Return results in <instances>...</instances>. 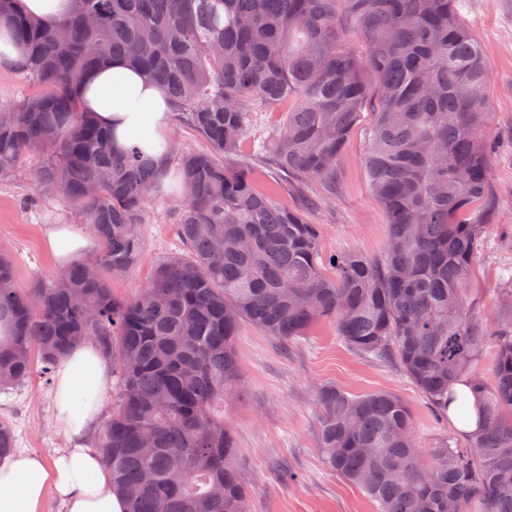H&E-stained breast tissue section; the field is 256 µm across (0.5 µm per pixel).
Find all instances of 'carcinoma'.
Segmentation results:
<instances>
[{"instance_id":"obj_1","label":"carcinoma","mask_w":512,"mask_h":512,"mask_svg":"<svg viewBox=\"0 0 512 512\" xmlns=\"http://www.w3.org/2000/svg\"><path fill=\"white\" fill-rule=\"evenodd\" d=\"M0 0L34 87L0 105V178L40 156L38 193L57 199L100 251L18 285L0 247V389L37 358L46 383L77 343L93 339L121 367L118 403L95 438L128 512H249L234 467L224 400L239 383L236 339L249 324L288 341L328 319L366 356L395 359L432 413L466 383L481 409L465 443L444 436L424 454L396 394L317 389L326 467L373 512H512V285L492 323L468 288L485 233L491 144L490 71L457 0H75L52 26ZM366 54L348 46L345 24ZM161 85L172 119L205 151L171 142L160 161L133 145L114 151L77 89L113 57ZM375 81L365 158L386 218L383 254L325 257L321 230L259 184L264 163L297 184L336 188V164ZM261 112L281 114L259 143ZM180 192L183 250L131 297L113 293L144 249L147 206ZM493 347V383L480 374ZM0 421V457L15 451Z\"/></svg>"}]
</instances>
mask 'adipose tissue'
Wrapping results in <instances>:
<instances>
[{"instance_id":"obj_1","label":"adipose tissue","mask_w":512,"mask_h":512,"mask_svg":"<svg viewBox=\"0 0 512 512\" xmlns=\"http://www.w3.org/2000/svg\"><path fill=\"white\" fill-rule=\"evenodd\" d=\"M84 107L112 135L116 149L138 144L155 156L167 145L170 100L160 86L145 81L121 58L108 60L79 86ZM47 249L59 265L85 255L91 241L68 224L48 225ZM109 379V364L89 343L74 347L56 370L58 420L71 445L53 461L21 452L0 460V512H41L47 492H54L64 512H125L123 496L100 456L86 444L97 425Z\"/></svg>"}]
</instances>
